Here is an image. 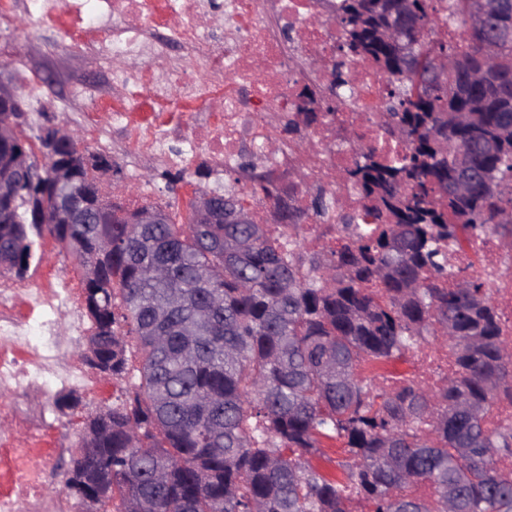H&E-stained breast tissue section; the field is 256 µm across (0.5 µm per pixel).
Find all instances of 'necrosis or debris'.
Returning a JSON list of instances; mask_svg holds the SVG:
<instances>
[{
    "label": "necrosis or debris",
    "instance_id": "necrosis-or-debris-1",
    "mask_svg": "<svg viewBox=\"0 0 512 512\" xmlns=\"http://www.w3.org/2000/svg\"><path fill=\"white\" fill-rule=\"evenodd\" d=\"M318 10L317 0H0V29L22 13L34 28L61 30L71 55L98 46L111 66L113 92L92 100L82 120L92 128L98 113H110L151 162L188 168L204 157L222 170L236 164L248 145L268 172L285 175L304 166L308 176L295 196L298 206L307 207L321 191L354 211L360 206L356 187L326 183L322 176L352 165L355 127L382 153L399 149L395 142H378L368 121L384 90L371 64L353 67L351 102L332 104L301 144L273 146L267 139L270 127L296 119L304 67H312L322 85L332 80L339 28L329 15L312 24ZM175 46L194 56V67L172 55ZM171 97L182 110L147 107L149 100ZM477 258L484 262L504 334L512 340V265H505L501 247L490 242L476 253L452 254L448 265L463 267ZM40 280L24 296L0 280L1 388L29 392L51 380L86 382L79 365L58 357L57 315L70 316L77 331L85 329L79 281L60 278L50 268ZM53 454L47 436H33L29 447L19 448L11 434L0 432V512H33Z\"/></svg>",
    "mask_w": 512,
    "mask_h": 512
}]
</instances>
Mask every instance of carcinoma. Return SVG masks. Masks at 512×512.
<instances>
[{
	"label": "carcinoma",
	"mask_w": 512,
	"mask_h": 512,
	"mask_svg": "<svg viewBox=\"0 0 512 512\" xmlns=\"http://www.w3.org/2000/svg\"><path fill=\"white\" fill-rule=\"evenodd\" d=\"M346 66L372 61L386 78L370 121L403 143L383 156L356 142L345 179L368 202L337 225L341 244L309 254L301 209L270 177L253 195L288 223L32 224L40 186L0 198V275L24 278L35 238L49 236L84 269L92 321L86 361L131 392L91 416L65 487L102 512H512V427H489L512 397V344L488 280L448 270V253L486 237L512 246V41L485 47L472 0H409L421 28L404 65L387 41L380 0H330ZM299 113L283 133L319 123ZM0 139V161L31 160ZM432 336L453 356L430 387L395 390L358 375ZM346 445L340 474L312 462Z\"/></svg>",
	"instance_id": "cac0c4a2"
}]
</instances>
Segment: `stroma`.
I'll use <instances>...</instances> for the list:
<instances>
[{
  "label": "stroma",
  "mask_w": 512,
  "mask_h": 512,
  "mask_svg": "<svg viewBox=\"0 0 512 512\" xmlns=\"http://www.w3.org/2000/svg\"><path fill=\"white\" fill-rule=\"evenodd\" d=\"M63 42V35L57 30L28 33L26 23L20 16L16 17L9 33H0V79L12 82L18 88L22 87L23 73L27 70L47 79L41 119L29 127L30 134L34 136L51 127L78 128L76 114L87 106L91 96L112 92L109 75L96 59L90 55L69 58L64 52ZM100 126L101 142L87 138L83 145L87 152H103L112 158L115 163L112 170L113 186L133 187V195L122 196L123 204L136 201L145 205L182 199V189L168 191L164 168L128 155L125 135L113 128L108 114H101ZM256 163L255 154L247 149L243 152V162L239 167L219 174L210 171L208 162L201 160L196 169L207 170V177H197L196 169H188L184 172V179L207 193L232 190L245 194L251 188L247 175ZM74 394L79 397L80 404L73 410L57 408L56 401L62 397L63 391L51 383L27 394L22 402L26 420L23 429L16 434L18 446L26 447L32 432L39 431L49 435L56 448L53 468L44 481L42 493V501L48 512H53L57 502L68 495L64 482L72 466V456L84 421L88 416L108 409L110 403L99 400L90 387L76 388Z\"/></svg>",
  "instance_id": "stroma-1"
}]
</instances>
